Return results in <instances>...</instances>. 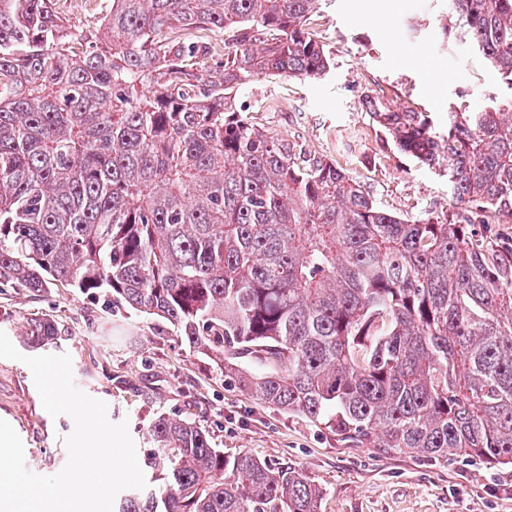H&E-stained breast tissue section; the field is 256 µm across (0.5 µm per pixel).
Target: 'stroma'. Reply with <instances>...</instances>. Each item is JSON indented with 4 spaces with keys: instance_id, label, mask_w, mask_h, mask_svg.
<instances>
[{
    "instance_id": "obj_1",
    "label": "stroma",
    "mask_w": 512,
    "mask_h": 512,
    "mask_svg": "<svg viewBox=\"0 0 512 512\" xmlns=\"http://www.w3.org/2000/svg\"><path fill=\"white\" fill-rule=\"evenodd\" d=\"M69 32L96 30L112 0H56ZM308 30L333 66L318 79L259 76L237 94L264 132L332 160L377 205L405 218L433 216L452 203L447 173L416 163L388 144L365 101L428 113L446 130L452 112H480L511 99L478 50L460 38L448 0H320ZM52 322L69 353L74 383L104 401L112 422H127L137 454L161 413L210 431L225 455L245 450L289 462L322 490L319 512H512V468L449 456L427 461L349 442L326 425L261 404L219 365L181 343L168 322L86 294L66 283L40 292L0 284V331L23 355L32 323ZM0 419L25 447L27 469L58 473L68 459L63 436L74 423L43 408L30 369L0 358Z\"/></svg>"
}]
</instances>
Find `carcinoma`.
<instances>
[{
	"label": "carcinoma",
	"instance_id": "carcinoma-1",
	"mask_svg": "<svg viewBox=\"0 0 512 512\" xmlns=\"http://www.w3.org/2000/svg\"><path fill=\"white\" fill-rule=\"evenodd\" d=\"M318 0H112L104 38L54 0H0V282L83 293L164 319L259 402L370 448L512 467V101L448 113L366 100L454 209L382 210L335 163L257 129L255 75L330 71ZM461 35L512 87V0H451ZM229 33L224 77L191 31ZM58 339L46 321L27 343ZM115 512H319L302 470L158 415Z\"/></svg>",
	"mask_w": 512,
	"mask_h": 512
}]
</instances>
